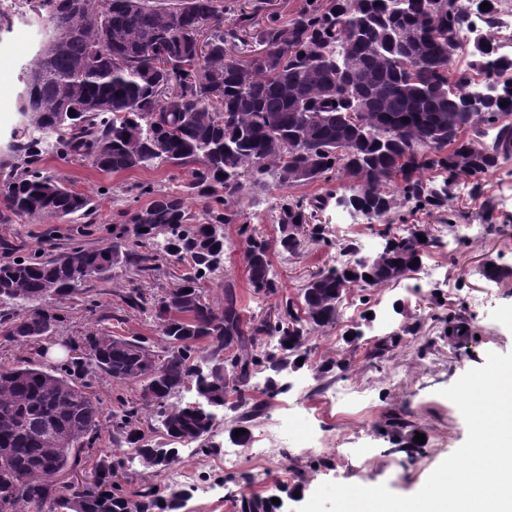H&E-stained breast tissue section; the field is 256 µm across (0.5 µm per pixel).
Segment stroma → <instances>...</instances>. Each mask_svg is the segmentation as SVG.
Returning a JSON list of instances; mask_svg holds the SVG:
<instances>
[{
  "label": "stroma",
  "mask_w": 512,
  "mask_h": 512,
  "mask_svg": "<svg viewBox=\"0 0 512 512\" xmlns=\"http://www.w3.org/2000/svg\"><path fill=\"white\" fill-rule=\"evenodd\" d=\"M41 29V22L19 15L0 27L1 141L17 122L22 90L18 76L38 48ZM43 165L74 190L93 195L97 209L87 223L41 224L28 218L0 223V262L34 250L54 254L73 241L103 246L112 225L122 223L123 211L141 210L150 203V196L138 194V185L177 189L185 179L183 169L170 164L106 173L85 161L49 156ZM479 183L476 194L470 185L456 186L447 209L410 216V223L422 226L437 241L413 276L379 288H351L336 324L309 335L303 364L281 374L282 392L264 397L261 415L246 425L253 436L266 431L262 445H240L235 462L225 464L223 448L231 443L229 431L236 419L228 410L211 447H183L174 464L191 476L182 512H238L244 492L279 499L276 512H298L325 482L383 484L394 494L409 496L464 444L465 421L455 404L441 396V389L484 365L488 353H512V156L482 175ZM347 187L341 178L269 186L243 197L236 223L224 227V269L203 283L207 301L223 305L229 284L246 316L284 318L299 304L311 275L339 264L340 243L353 241L361 258L379 252L383 223L368 222L331 204L315 217L316 223L328 225L331 245L307 241L297 256L274 251L275 294L257 295L249 286L240 225L277 242L276 206L281 197L310 199L341 194ZM490 260L498 265V275H487ZM175 272L166 264L152 275L137 276L116 265L87 284L89 296L97 301L94 310H87L77 297L59 302L65 320L53 335L32 348L0 339V365L22 357L36 362L44 351L55 357L65 342L104 334L145 336L155 350H163L154 319L129 309L121 296L131 288L164 295L177 283ZM452 325L464 327L465 335H449ZM392 334L399 335L398 346L382 357L371 356L374 343ZM334 386L348 389L349 400H331ZM417 433L425 435V444L419 452L406 453L405 442Z\"/></svg>",
  "instance_id": "obj_1"
}]
</instances>
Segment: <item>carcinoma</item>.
<instances>
[{"mask_svg":"<svg viewBox=\"0 0 512 512\" xmlns=\"http://www.w3.org/2000/svg\"><path fill=\"white\" fill-rule=\"evenodd\" d=\"M484 25L473 38L471 11L459 0H325L301 8L287 25L272 20L257 31L276 57L268 67L251 58L228 59L227 44L254 28L259 5L240 11L224 26V0H12L55 31L22 72L19 121L0 144V219L33 217L57 224L87 218L94 200L42 166L43 157L89 160L105 172L147 170L166 163L188 169V188L204 202L205 221L195 222L177 191L140 187L153 199L127 215L126 224L100 248L75 243L46 256L0 264V301L24 315L0 318L4 340L24 347L53 334L64 316L40 306L67 299L83 283L123 263L137 272L160 270L171 258L186 264L177 287L156 297L131 288L123 303L154 317L166 344L155 370L142 336H94L83 356L0 367V512H180L184 494L147 483L133 494L123 488L125 459L137 458L154 471L178 460L180 446L210 433L208 416L194 400L238 412L237 422L261 414L249 395L259 373L274 375L297 365L311 332L336 322L344 290L360 283L376 288L395 281L394 266L410 267L436 244L411 225L386 240L370 259L321 270L305 288L302 315L292 327L267 319H243L236 292L224 291V306L206 302L201 283L220 271L224 230L235 223L239 200L252 188L303 185L344 177L348 190L330 200L368 221L391 224L401 209L409 214L448 206L463 180L479 178L512 154V77L487 72L484 84L502 93L483 111L469 107L472 74L456 60L490 57L495 18L508 0H486ZM209 24L207 51L197 56L189 34ZM402 28L420 33L410 49L393 39ZM348 57L360 67L344 69ZM200 65L206 83L188 78ZM506 105H500V102ZM409 121H403V118ZM435 171L441 181L422 177ZM304 199L280 205L278 246L298 254V234L329 242L325 224L308 225ZM247 274L256 294H273L271 248L248 230ZM426 241H419V236ZM358 273L349 276L347 268ZM370 278H365V275ZM207 340V351L199 342ZM210 361L208 382L196 371ZM104 375L116 383L140 385L139 397L119 400L112 430L124 442L121 456L104 455L94 484L65 493L55 477L81 462L96 442L99 402L75 388L76 380ZM188 401H173L182 392ZM155 413L166 439L162 459L141 435L142 410ZM242 512H271L269 501L241 498Z\"/></svg>","mask_w":512,"mask_h":512,"instance_id":"1","label":"carcinoma"}]
</instances>
